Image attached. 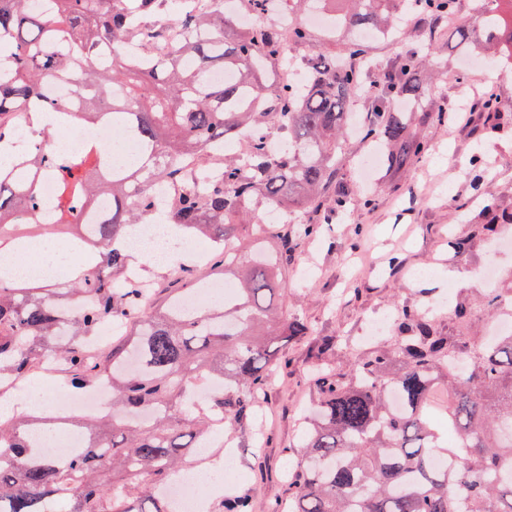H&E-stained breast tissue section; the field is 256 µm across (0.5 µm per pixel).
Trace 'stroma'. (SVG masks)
Segmentation results:
<instances>
[{
  "instance_id": "35a3bbf8",
  "label": "stroma",
  "mask_w": 512,
  "mask_h": 512,
  "mask_svg": "<svg viewBox=\"0 0 512 512\" xmlns=\"http://www.w3.org/2000/svg\"><path fill=\"white\" fill-rule=\"evenodd\" d=\"M410 43L445 70V77L431 81L429 98L447 113L424 126L428 150L409 170L394 180L378 174L372 206L354 194L321 238L304 242L294 253L282 280V306L311 333L280 344L285 366L257 417L245 428L225 432L223 447L210 449L206 460L193 465L201 475L225 460L227 451L235 453L238 476L210 489V512H219L224 497L236 493L252 495L254 512L287 502L288 455L300 441L298 415L315 403L310 381L315 337H337V360L365 356L380 344L363 334L369 320L452 293L478 295V274L488 259H495L501 272L512 271V250L491 255L489 241L475 234L473 221L484 199L512 204V80L495 69L484 70L483 81L471 80L448 30L415 28ZM489 86L504 122L491 139L483 134L481 117ZM477 150L489 168L480 198L471 191L468 165ZM452 234L470 238L469 250L449 251ZM259 434L265 439L260 448L254 444Z\"/></svg>"
}]
</instances>
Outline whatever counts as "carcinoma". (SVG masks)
<instances>
[{
	"instance_id": "cac0c4a2",
	"label": "carcinoma",
	"mask_w": 512,
	"mask_h": 512,
	"mask_svg": "<svg viewBox=\"0 0 512 512\" xmlns=\"http://www.w3.org/2000/svg\"><path fill=\"white\" fill-rule=\"evenodd\" d=\"M37 12L28 0H0V63L15 77L0 76V151L16 139L17 112L35 113L34 102L70 120L69 99L51 98L47 84L63 81L80 96V116L109 124L112 133L137 142L136 161H110L102 146L60 156L42 148L49 126L30 150L0 167V249L20 252L29 230L64 233L78 251L95 248L99 261L79 267L50 286L29 287L0 276V381H22L39 363L65 366L73 389L102 377L112 381V408L84 418L82 447L63 459L39 455L32 437L54 427L35 416L0 420V512H171L156 489L198 457L215 422L234 430L252 419L279 369L273 346L310 333L299 318L280 314L273 282L302 241L322 234L321 203L347 207L355 188L338 180L354 98L370 99L361 126L364 140L383 147L389 176L404 172L427 150L417 128L442 118L427 100L430 77L414 47L404 49L374 80L358 63L370 57L363 40L331 53L301 23L283 44L277 28L244 25L224 12V0L208 14L191 0H52ZM241 11L261 17L280 6L292 19L321 6L343 5L326 26L327 41L340 32L407 28L399 15L406 0H237ZM422 24L448 17L457 0H417ZM474 25L454 29L456 46L479 48L488 64L512 49V19L502 0H483ZM177 9L183 36L165 56L140 66L126 56L158 13ZM302 52L305 83L285 86L279 61L288 48ZM486 135L498 133L496 101L484 102ZM285 134L276 150L271 129ZM250 139L239 156L211 170L206 149L232 146L242 130ZM196 156V168L185 167ZM471 189L481 195L484 165L470 161ZM55 176V217L38 211V181ZM101 196L110 209L95 223L80 218ZM305 211L303 224L277 229L258 224L251 206ZM480 231L512 224V210L490 203ZM150 218L215 243V275L234 277L223 301L196 310L184 296L204 285L190 267L169 274L171 287L156 292L144 312L140 278L128 274L127 228ZM275 238L273 246L267 239ZM512 310V281L477 300L453 306L457 331L445 336L435 319L400 311L393 334L366 358L346 367L331 361L312 378L315 412L304 417L300 451L291 464L288 505L272 512H512V332L486 342L471 340L482 310ZM126 330L112 347L88 353L108 322ZM219 382L201 405L188 390ZM460 434L448 447L438 419ZM220 512H254L248 493L231 495Z\"/></svg>"
}]
</instances>
